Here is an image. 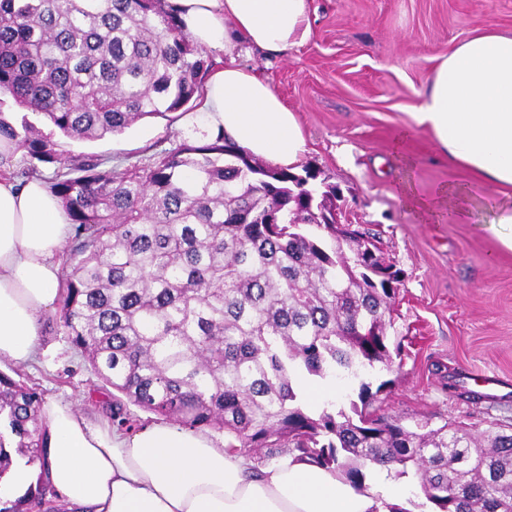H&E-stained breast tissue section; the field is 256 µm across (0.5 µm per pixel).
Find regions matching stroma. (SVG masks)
<instances>
[{
  "instance_id": "obj_1",
  "label": "stroma",
  "mask_w": 512,
  "mask_h": 512,
  "mask_svg": "<svg viewBox=\"0 0 512 512\" xmlns=\"http://www.w3.org/2000/svg\"><path fill=\"white\" fill-rule=\"evenodd\" d=\"M309 12L312 35L303 45L269 57L242 44L233 57L261 71L295 111L308 142L301 163L317 172L318 188H336L341 222L377 233L381 257L402 274L388 330L402 353L391 370L367 375L390 383L376 406L407 425L512 426L511 391L492 400L461 382L466 374L512 382V251L486 230L498 193L450 167L411 119L434 55L485 25L512 34V0H309ZM204 132L194 100L102 140L60 139L59 150L127 165ZM442 186L452 205L425 213L422 202ZM0 371L90 423L106 424L111 414V388L65 336L42 334L33 363L4 361Z\"/></svg>"
}]
</instances>
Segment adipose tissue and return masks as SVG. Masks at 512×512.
Here are the masks:
<instances>
[{
	"label": "adipose tissue",
	"instance_id": "1",
	"mask_svg": "<svg viewBox=\"0 0 512 512\" xmlns=\"http://www.w3.org/2000/svg\"><path fill=\"white\" fill-rule=\"evenodd\" d=\"M204 49L242 41L282 54L311 35L308 0H172ZM413 113L450 166L500 191L491 227L512 251V36L483 27L437 57ZM201 112L248 154L292 168L306 150L294 113L259 71L212 70ZM74 228L42 181L0 176V361L33 360L41 317L59 292L58 258ZM48 481L73 512H381L322 467L287 455L254 473L246 457L168 423L136 433L91 426L59 403L44 405Z\"/></svg>",
	"mask_w": 512,
	"mask_h": 512
}]
</instances>
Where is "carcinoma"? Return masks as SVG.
Returning <instances> with one entry per match:
<instances>
[{"mask_svg": "<svg viewBox=\"0 0 512 512\" xmlns=\"http://www.w3.org/2000/svg\"><path fill=\"white\" fill-rule=\"evenodd\" d=\"M213 63L165 0H0V95L62 136L94 141L182 110ZM22 155L61 162L27 119L0 118ZM309 169L272 168L224 131L123 169L78 155L51 192L74 226L52 325L115 391L112 422L139 427L131 404L274 464L298 453L354 488L377 464L414 472L436 512H512V432L482 444L453 422L412 431L373 409L361 383L349 408L314 411L295 378L358 377L392 354L386 318L399 289L349 262L370 240L336 233L311 197ZM40 394L0 372V478L13 445L35 484L0 512L40 507L48 433Z\"/></svg>", "mask_w": 512, "mask_h": 512, "instance_id": "obj_1", "label": "carcinoma"}]
</instances>
